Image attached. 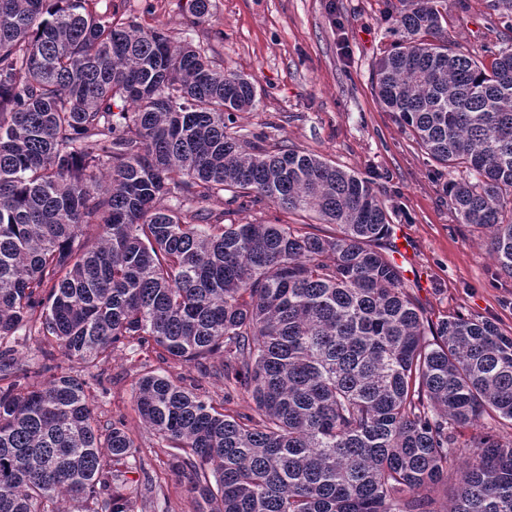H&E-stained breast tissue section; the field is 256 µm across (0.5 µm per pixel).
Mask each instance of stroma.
Returning a JSON list of instances; mask_svg holds the SVG:
<instances>
[{"mask_svg":"<svg viewBox=\"0 0 512 512\" xmlns=\"http://www.w3.org/2000/svg\"><path fill=\"white\" fill-rule=\"evenodd\" d=\"M146 27L214 50L227 69L254 80L258 101L237 115L242 135L321 155L370 176L390 211L394 261L406 288L431 320L459 312L494 321L512 334V276L490 255L483 232L459 223L445 194L447 176L379 105L371 83L376 60L390 49L384 19L394 0H211L208 19L191 25L183 0H125ZM448 34L465 51L490 59L501 40L487 0H447ZM197 380L199 392L231 410L252 412L248 396L196 365L163 362L156 353L115 350L98 366L104 387L95 407L104 420H125L138 445L136 464L112 463L114 485L134 512H198L191 470L170 466L174 451L143 429L136 387L144 370Z\"/></svg>","mask_w":512,"mask_h":512,"instance_id":"stroma-1","label":"stroma"}]
</instances>
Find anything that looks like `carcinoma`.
<instances>
[{
    "label": "carcinoma",
    "instance_id": "obj_1",
    "mask_svg": "<svg viewBox=\"0 0 512 512\" xmlns=\"http://www.w3.org/2000/svg\"><path fill=\"white\" fill-rule=\"evenodd\" d=\"M99 2L0 0V512L64 496L133 512L110 464L135 457L131 432L66 363L135 347L206 375L219 352L214 375L256 406L235 417L192 383L139 378L141 424L192 468L199 512H512V439L457 445L485 416L512 423V335L429 321L368 179L242 140L253 81ZM441 2L392 7L374 91L439 169L467 173L448 205L512 275V46L475 59ZM186 5L193 25L209 16L210 0ZM488 8L512 33V0ZM264 201L333 230L232 219ZM20 331L51 347L30 374Z\"/></svg>",
    "mask_w": 512,
    "mask_h": 512
}]
</instances>
